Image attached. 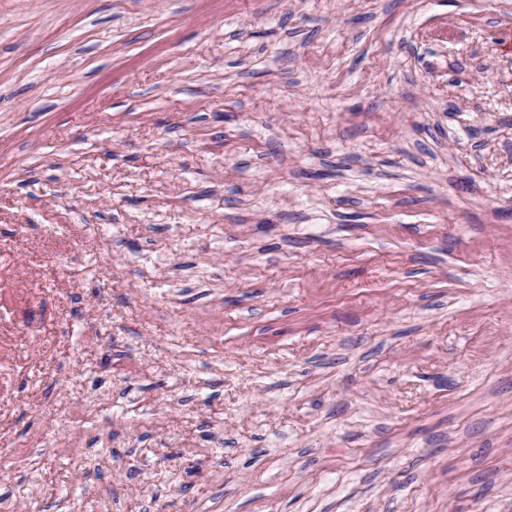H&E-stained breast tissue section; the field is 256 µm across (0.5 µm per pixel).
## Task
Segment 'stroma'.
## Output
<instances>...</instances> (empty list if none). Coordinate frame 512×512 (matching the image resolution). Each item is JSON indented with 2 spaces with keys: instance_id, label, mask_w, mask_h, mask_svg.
<instances>
[{
  "instance_id": "obj_1",
  "label": "stroma",
  "mask_w": 512,
  "mask_h": 512,
  "mask_svg": "<svg viewBox=\"0 0 512 512\" xmlns=\"http://www.w3.org/2000/svg\"><path fill=\"white\" fill-rule=\"evenodd\" d=\"M0 507L512 512V0H0Z\"/></svg>"
}]
</instances>
